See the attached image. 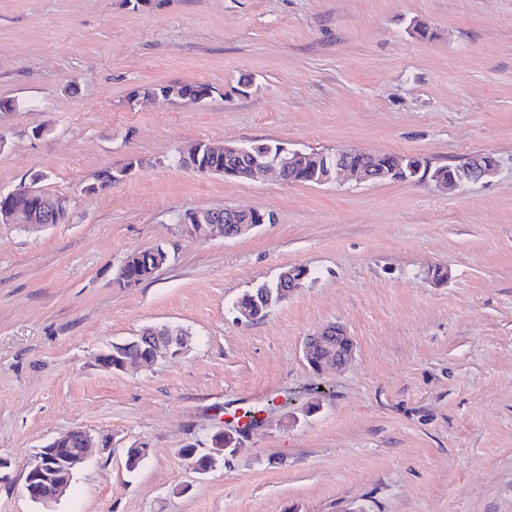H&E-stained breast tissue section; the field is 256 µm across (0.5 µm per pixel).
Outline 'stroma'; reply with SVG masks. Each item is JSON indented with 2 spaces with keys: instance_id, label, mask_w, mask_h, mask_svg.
Instances as JSON below:
<instances>
[{
  "instance_id": "1",
  "label": "stroma",
  "mask_w": 512,
  "mask_h": 512,
  "mask_svg": "<svg viewBox=\"0 0 512 512\" xmlns=\"http://www.w3.org/2000/svg\"><path fill=\"white\" fill-rule=\"evenodd\" d=\"M167 84L211 93L145 97ZM6 99L22 107L0 112V192L42 173L69 220L0 224V512H43L27 466L74 427L107 445L52 512H512V0H0ZM199 141L500 167L451 194L242 181L174 164ZM196 208L274 221L195 240L174 216ZM156 246L152 279L114 283ZM287 266L311 280L241 319L237 300ZM331 322L354 358L317 372L303 343ZM161 324L186 330L185 354L99 366ZM264 397L282 410L225 465L185 464ZM131 448L149 451L132 472ZM155 250L158 252L163 251L168 254V252L161 246L139 251L136 250L128 253L116 271L114 278L115 282L119 286L127 287L132 284L137 285L143 281L151 279L158 269L156 268L152 272L148 269L147 259L151 257L148 252L154 251L152 254L154 255L155 262L158 265H161L165 260V256Z\"/></svg>"
}]
</instances>
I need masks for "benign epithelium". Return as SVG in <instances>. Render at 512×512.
I'll list each match as a JSON object with an SVG mask.
<instances>
[{
  "instance_id": "benign-epithelium-1",
  "label": "benign epithelium",
  "mask_w": 512,
  "mask_h": 512,
  "mask_svg": "<svg viewBox=\"0 0 512 512\" xmlns=\"http://www.w3.org/2000/svg\"><path fill=\"white\" fill-rule=\"evenodd\" d=\"M215 150L222 151L224 156H234L241 148L233 145L209 144L205 147L195 143L180 151L182 157L192 156L200 160L202 152ZM379 156L377 152L360 150H342L336 153L307 152L301 149H290L279 146L275 152L270 151L259 156H252V160L241 166L225 167L203 163L195 170L201 173H216L226 177H247L254 179L258 176L274 173L283 177L288 168L305 169L312 173L311 181L316 185L333 184L338 182L355 181L357 183H375L388 176L370 164V160ZM498 167L460 169L455 174L448 175V179L433 181L434 186L442 191L453 193L461 191L468 185L496 174ZM41 179L33 177L29 183L21 185L16 191L0 195V224H26L29 221L26 212L14 206L12 199L15 193H21L29 198L42 195L38 187ZM272 216L259 209L252 210V216L242 219L238 210L227 209L224 218L212 217V213L193 209L183 217L187 224L188 236L194 239H208L216 234L226 238L240 237L252 229L271 223ZM277 295L267 297V306L273 301H282L288 294L302 287V281L294 278V272L279 273ZM140 342L146 344V350L138 351L123 360L119 369L123 370L130 364L150 368L162 362L173 360L184 354L187 348L186 336L175 334L169 326L150 327L141 332ZM321 352V363L314 366V370L322 371L327 368L341 370L345 368L354 357V342L346 329L338 323H329L313 334L307 336L303 343V354L309 360L314 351ZM100 448V442L88 432L75 428L70 430L61 439H54L45 447L37 450L29 465V477L24 486L25 495L42 505H49L70 486L71 478Z\"/></svg>"
}]
</instances>
